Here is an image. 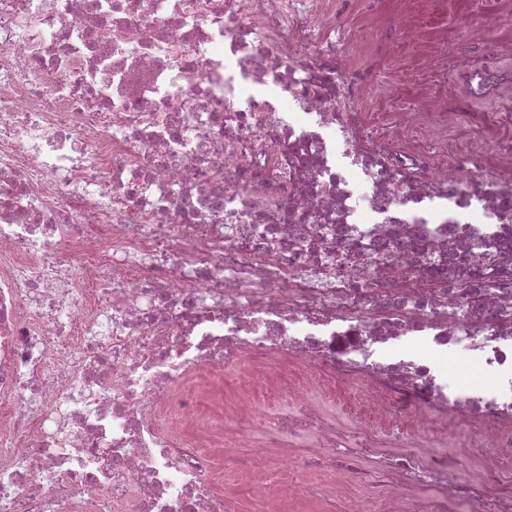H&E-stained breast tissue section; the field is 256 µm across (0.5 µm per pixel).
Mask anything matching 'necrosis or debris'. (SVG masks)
<instances>
[{
	"label": "necrosis or debris",
	"mask_w": 512,
	"mask_h": 512,
	"mask_svg": "<svg viewBox=\"0 0 512 512\" xmlns=\"http://www.w3.org/2000/svg\"><path fill=\"white\" fill-rule=\"evenodd\" d=\"M352 0H0V512H224L252 445L206 401L257 354L355 379L411 451L304 406L279 460L325 449L334 488L512 512V94L484 14L420 92L366 113ZM494 147L449 143L461 120ZM458 352L489 378L459 388ZM473 424L462 480L424 426Z\"/></svg>",
	"instance_id": "1"
}]
</instances>
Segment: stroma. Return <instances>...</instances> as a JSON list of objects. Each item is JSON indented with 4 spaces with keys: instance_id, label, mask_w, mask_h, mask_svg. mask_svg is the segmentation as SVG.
<instances>
[{
    "instance_id": "obj_1",
    "label": "stroma",
    "mask_w": 512,
    "mask_h": 512,
    "mask_svg": "<svg viewBox=\"0 0 512 512\" xmlns=\"http://www.w3.org/2000/svg\"><path fill=\"white\" fill-rule=\"evenodd\" d=\"M424 41L447 37L456 44L468 30L474 17L482 11H496L500 0H412ZM434 68L428 57L396 52L378 67L367 89L371 113L396 112L413 107L421 83ZM278 391L250 377L247 366L229 367L224 371V402L232 404L249 397L264 404L268 418L300 402H308L324 411L336 423L351 432L373 431L395 443L408 437L404 412L386 400L368 396L361 384L346 380L331 381L314 368L299 363L281 364ZM289 470L279 460L263 459L254 472L244 474L227 468L217 483L224 496V512H258L263 485L281 484L288 491L277 505V512H316L317 500L331 486L327 468L319 467L303 473L299 487H288Z\"/></svg>"
}]
</instances>
